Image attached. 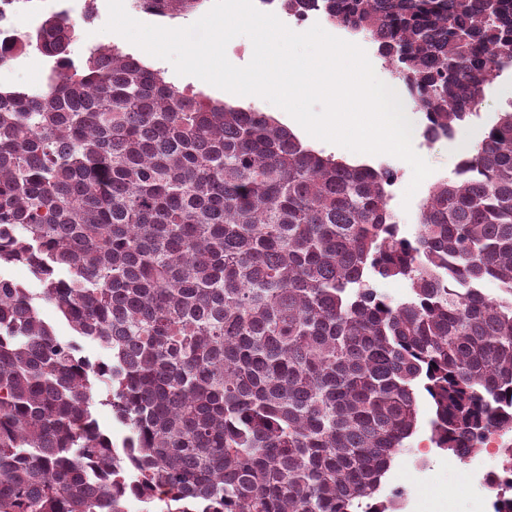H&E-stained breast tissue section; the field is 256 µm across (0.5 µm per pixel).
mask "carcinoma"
I'll list each match as a JSON object with an SVG mask.
<instances>
[{
    "label": "carcinoma",
    "instance_id": "1",
    "mask_svg": "<svg viewBox=\"0 0 512 512\" xmlns=\"http://www.w3.org/2000/svg\"><path fill=\"white\" fill-rule=\"evenodd\" d=\"M282 3L386 34L450 133L512 68V0ZM74 36L52 14L0 42L1 61L54 63L40 91L0 89V268L42 284L0 275V512H126L130 495L160 512H397L386 475L421 396L431 442L461 461L512 431L511 100L409 238L378 168L118 47L77 64ZM44 303L108 356L60 341ZM98 400L99 398H96L95 404L92 407L94 417L97 419L102 430L112 434L113 440H120L125 433V428L115 420L111 407L100 404Z\"/></svg>",
    "mask_w": 512,
    "mask_h": 512
}]
</instances>
